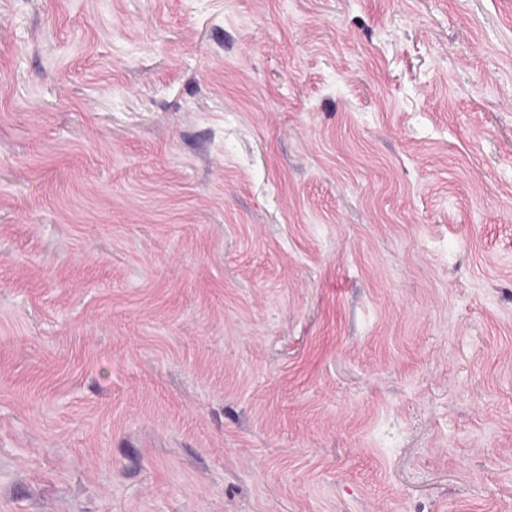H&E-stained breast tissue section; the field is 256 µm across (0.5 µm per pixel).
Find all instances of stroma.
<instances>
[{
    "mask_svg": "<svg viewBox=\"0 0 512 512\" xmlns=\"http://www.w3.org/2000/svg\"><path fill=\"white\" fill-rule=\"evenodd\" d=\"M0 512H512V0H0Z\"/></svg>",
    "mask_w": 512,
    "mask_h": 512,
    "instance_id": "stroma-1",
    "label": "stroma"
}]
</instances>
